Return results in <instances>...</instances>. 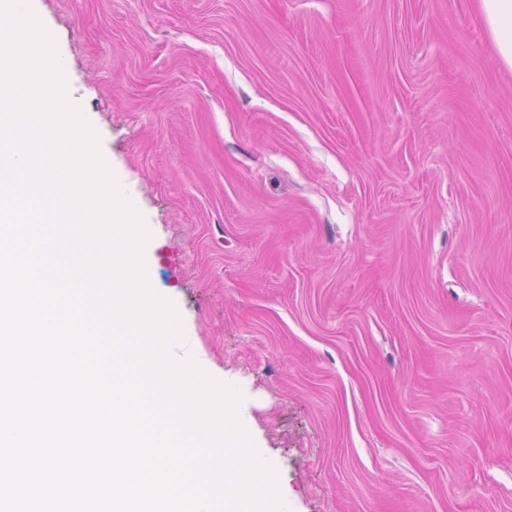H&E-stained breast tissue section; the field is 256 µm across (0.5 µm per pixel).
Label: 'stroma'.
<instances>
[{
    "label": "stroma",
    "instance_id": "35a3bbf8",
    "mask_svg": "<svg viewBox=\"0 0 512 512\" xmlns=\"http://www.w3.org/2000/svg\"><path fill=\"white\" fill-rule=\"evenodd\" d=\"M34 7L288 512H512V71L475 0Z\"/></svg>",
    "mask_w": 512,
    "mask_h": 512
}]
</instances>
